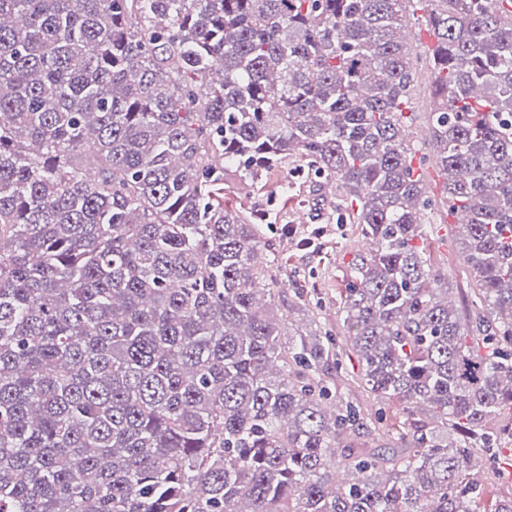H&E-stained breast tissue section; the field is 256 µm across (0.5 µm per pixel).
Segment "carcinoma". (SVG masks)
I'll use <instances>...</instances> for the list:
<instances>
[{
	"instance_id": "carcinoma-1",
	"label": "carcinoma",
	"mask_w": 512,
	"mask_h": 512,
	"mask_svg": "<svg viewBox=\"0 0 512 512\" xmlns=\"http://www.w3.org/2000/svg\"><path fill=\"white\" fill-rule=\"evenodd\" d=\"M288 157L363 239L338 353L224 207ZM345 355L398 420L331 391ZM510 445L512 0H0V512H477ZM428 75L425 71H421L420 73V83L417 88L415 94L409 101V110L414 112L416 118L414 120L413 125L411 126L413 143L417 148L414 159L417 160V166L419 161L422 160V156H426L428 153V145L425 142L427 138V124L425 122L424 116L427 110V97L425 92L426 83H428ZM442 258L438 257L440 269L447 276L448 275V288H454L453 293L450 292L448 297L452 302L457 301L465 296L470 288L468 285L467 274L461 261L456 254H450L447 248L442 249ZM461 288V289H460ZM475 465L480 466L481 480L479 482L483 483L486 488L483 508L488 509L487 512H491V510L493 512L497 501L508 496L506 490H500L496 484V478L503 464L500 463L498 455L496 458L487 457L485 459L484 456L478 454L471 461V466Z\"/></svg>"
}]
</instances>
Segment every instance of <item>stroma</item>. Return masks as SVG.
Wrapping results in <instances>:
<instances>
[{
	"label": "stroma",
	"instance_id": "1",
	"mask_svg": "<svg viewBox=\"0 0 512 512\" xmlns=\"http://www.w3.org/2000/svg\"><path fill=\"white\" fill-rule=\"evenodd\" d=\"M319 183L305 162L286 159L258 181L225 182L224 204L238 214H266L265 241L281 258L273 274L281 309L293 323L338 338L339 290L362 238L355 225L340 223L336 198L321 194Z\"/></svg>",
	"mask_w": 512,
	"mask_h": 512
}]
</instances>
